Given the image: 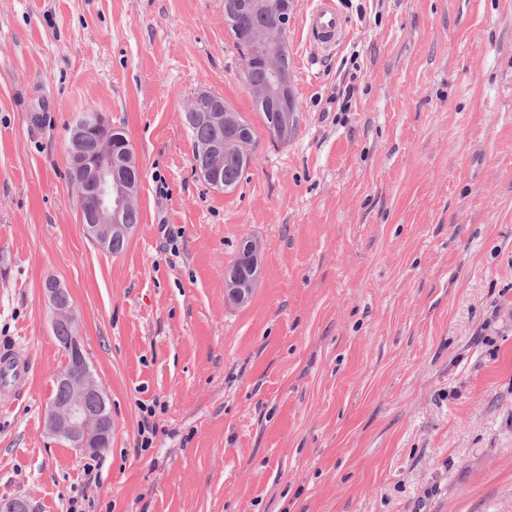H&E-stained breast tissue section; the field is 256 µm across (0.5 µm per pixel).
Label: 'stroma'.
<instances>
[{
    "mask_svg": "<svg viewBox=\"0 0 512 512\" xmlns=\"http://www.w3.org/2000/svg\"><path fill=\"white\" fill-rule=\"evenodd\" d=\"M293 0L298 128L259 131L230 192L192 170L201 90L257 121L224 0H0V500L30 512H512V0H336L312 54ZM356 91L348 111L338 101ZM141 174L124 252L85 235L70 131L88 109ZM256 241L252 292L226 272ZM69 291L112 439L45 428ZM157 435L138 446L140 404ZM333 2L321 0L305 18L313 49L321 56L335 53L348 32L347 19ZM33 355L15 340L0 341V404L15 402L24 393L32 371Z\"/></svg>",
    "mask_w": 512,
    "mask_h": 512,
    "instance_id": "stroma-1",
    "label": "stroma"
}]
</instances>
